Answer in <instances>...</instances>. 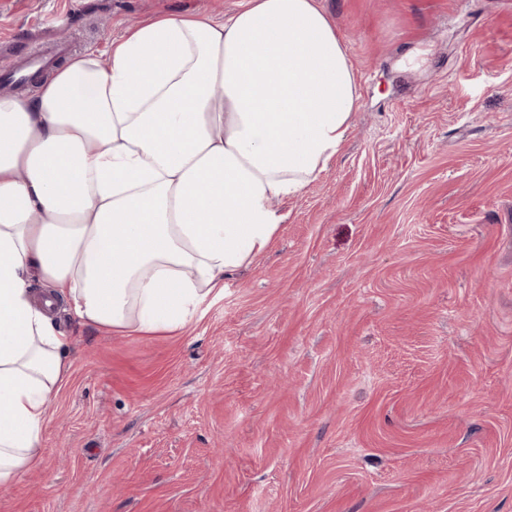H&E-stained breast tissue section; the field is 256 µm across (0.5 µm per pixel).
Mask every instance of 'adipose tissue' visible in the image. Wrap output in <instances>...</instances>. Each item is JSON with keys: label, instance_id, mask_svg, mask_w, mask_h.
Wrapping results in <instances>:
<instances>
[{"label": "adipose tissue", "instance_id": "obj_1", "mask_svg": "<svg viewBox=\"0 0 512 512\" xmlns=\"http://www.w3.org/2000/svg\"><path fill=\"white\" fill-rule=\"evenodd\" d=\"M361 98L318 0L163 16L0 94V487L40 462L70 338L47 310L150 335L186 326L263 255L339 153ZM51 286L37 299L33 280Z\"/></svg>", "mask_w": 512, "mask_h": 512}]
</instances>
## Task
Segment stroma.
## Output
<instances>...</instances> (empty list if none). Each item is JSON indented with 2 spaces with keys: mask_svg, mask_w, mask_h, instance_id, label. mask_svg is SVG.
I'll use <instances>...</instances> for the list:
<instances>
[{
  "mask_svg": "<svg viewBox=\"0 0 512 512\" xmlns=\"http://www.w3.org/2000/svg\"><path fill=\"white\" fill-rule=\"evenodd\" d=\"M246 0H0V56ZM362 96L267 252L184 329L71 338L0 512H512V0H318Z\"/></svg>",
  "mask_w": 512,
  "mask_h": 512,
  "instance_id": "1",
  "label": "stroma"
}]
</instances>
